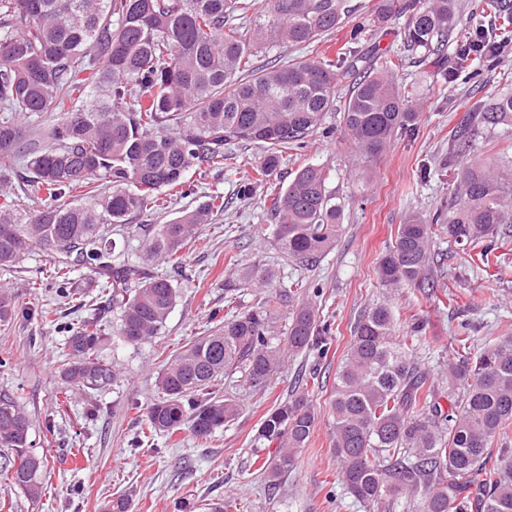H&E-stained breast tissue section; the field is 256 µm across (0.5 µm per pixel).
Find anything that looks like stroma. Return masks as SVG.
Returning a JSON list of instances; mask_svg holds the SVG:
<instances>
[{
  "label": "stroma",
  "mask_w": 512,
  "mask_h": 512,
  "mask_svg": "<svg viewBox=\"0 0 512 512\" xmlns=\"http://www.w3.org/2000/svg\"><path fill=\"white\" fill-rule=\"evenodd\" d=\"M351 2L356 7L352 20L322 38L316 52L287 45L262 49L251 58L253 68L309 57L333 62L353 45L365 53L377 48L405 54L400 83L410 107L420 114L418 124L368 157L349 139L339 114H331L304 149L288 152L269 181L246 195L240 187L265 155L259 144H232L237 162L224 169L190 170L192 192L152 221L167 223L182 210L206 204L210 195H223V212L200 226L186 247L195 279L183 284L165 329L148 342L125 343L116 333L118 311L104 314L108 338L97 355L116 379L92 403H85L59 373L65 338L80 313L54 286H30L49 266L46 253L32 248L12 268L0 270V285L8 287L17 309L15 318L0 326V357L9 359L0 367V394L21 397L32 421L33 447L47 459V489L40 500L30 501L0 482V502L11 503L12 512H105L120 497L126 498L128 512H210L213 504L223 505L224 512H371L342 487L330 412L336 368L359 315L385 299L397 335L420 320L416 357L437 384L448 379L457 337H469L477 348L488 337L512 334V235L499 236L497 250L486 257L480 246H460L444 234L434 237L438 264L426 292L382 287L376 275L380 258L410 213L431 217L447 211L454 189L452 163L512 157V127L482 132L470 152L450 154L455 128L465 116L451 110V102H478L512 84V53L500 54L475 79L452 80L453 48L423 59L406 54L400 36L406 16L400 8L409 0H398L399 10L383 29L365 31L358 39L352 35L355 22L366 21L378 0ZM309 164L330 172L328 187L342 203V234L317 267L302 269L280 253L269 207L281 186ZM249 269L266 272L276 282L302 281L313 291L321 318L331 324L326 357L291 358L262 387L250 386L241 374H224L221 392L240 399L234 421L205 440L182 430L169 439L136 443L164 359L223 321L226 289H235L244 310L259 306L267 295L257 281L242 280ZM48 311L54 322H46ZM313 367L322 380L321 388L310 393L318 420L288 475L277 488H269L254 459L268 457L275 447L257 442L258 429L266 412L285 401L299 376Z\"/></svg>",
  "instance_id": "obj_1"
}]
</instances>
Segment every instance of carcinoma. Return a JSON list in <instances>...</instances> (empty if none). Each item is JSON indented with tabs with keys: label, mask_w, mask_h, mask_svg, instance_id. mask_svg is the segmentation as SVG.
I'll return each mask as SVG.
<instances>
[{
	"label": "carcinoma",
	"mask_w": 512,
	"mask_h": 512,
	"mask_svg": "<svg viewBox=\"0 0 512 512\" xmlns=\"http://www.w3.org/2000/svg\"><path fill=\"white\" fill-rule=\"evenodd\" d=\"M349 0H0V184L20 180L34 206L0 202V266L38 246L53 260L62 293L77 296L85 316L66 337L62 375L85 393L114 379L95 352L105 341L100 314L120 311L118 336L143 343L161 333L189 281L183 250L224 196L166 224L136 220L168 209L186 195V172L222 169L234 159L226 145L262 144L266 156L242 193L268 180L280 158L322 128L328 113L342 121L355 146L384 150L417 113L404 104L399 55L348 52L335 64L300 60L257 71L260 44L288 43L309 51L353 15ZM394 0H380L368 25L385 23ZM251 13L254 27L228 12ZM401 32L408 50L440 54L460 23L459 0H411ZM496 26L479 25L461 45L456 71L477 74L471 53L492 62L512 43V0H485ZM353 77L336 108L341 74ZM512 125V91L474 104L454 133L456 152L473 146L478 130ZM341 211L325 171L300 168L271 204L274 236L287 259L316 266L336 242ZM512 223V182L492 164L462 165L448 214L409 215L382 257L377 278L386 288L428 283L434 225L459 245L492 250L501 225ZM141 232L168 273H146L118 262L111 226ZM99 275L98 292L79 293L75 268ZM261 306L241 311L227 297L224 322L175 356L155 380L139 436L153 440L184 428L196 439L233 421L239 404L211 391L226 372L266 384L286 359L327 351L329 325L301 297L298 280L282 282ZM296 304L284 335L273 330L276 309ZM12 294L0 289V323L12 320ZM420 323L395 334L391 307L381 302L358 319L330 395L333 450L347 490L375 512H397L419 501V512H512V463H490L492 443L512 425V336H497L476 354L464 347L448 371V405L427 384L409 352ZM309 391H293L265 417L258 440L277 442L263 461L272 481L288 474L315 427ZM31 422L19 397L0 396V478L26 498L44 489L46 458L35 453Z\"/></svg>",
	"instance_id": "1"
}]
</instances>
